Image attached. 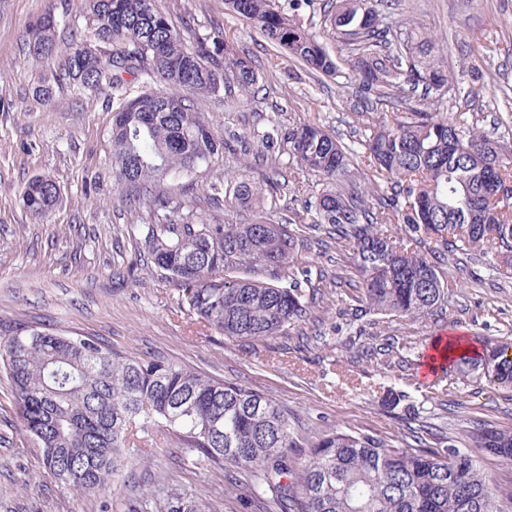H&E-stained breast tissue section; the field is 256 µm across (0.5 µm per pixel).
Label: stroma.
Returning <instances> with one entry per match:
<instances>
[{
  "instance_id": "1",
  "label": "stroma",
  "mask_w": 512,
  "mask_h": 512,
  "mask_svg": "<svg viewBox=\"0 0 512 512\" xmlns=\"http://www.w3.org/2000/svg\"><path fill=\"white\" fill-rule=\"evenodd\" d=\"M376 4L397 28L412 24L443 42L441 60L452 79L444 110L451 120L512 139V0ZM154 5L186 33L223 29L229 48L261 75L265 95L257 103L236 109L218 99L199 103L201 119L216 134L265 129L271 115L285 131L317 125L346 146L358 185L372 186L362 143L383 112L363 111L354 73L310 74L224 0ZM49 12L57 37L77 33L96 41L80 0H0V336L46 325L95 337L128 357L167 359L267 395L305 438L338 428L396 448L418 443L433 451L454 442L488 476L497 512H512V464L480 448L475 436L481 425L512 431V390L446 367L430 379L420 373L436 337L460 331L492 343L512 338V277L492 271L491 255L448 253L440 263L448 301L433 315L362 317L360 278L345 262L350 246L313 224V205L326 183L284 160L272 205L278 215L299 216L303 238L294 259L319 291L306 320L286 334L251 340L210 332L182 306L176 281L139 255L137 227L146 214L127 206L125 187L112 177L109 131L117 103L111 93L56 81L52 64L30 55L32 27ZM46 79L55 89L50 104L36 94ZM248 160L230 148L199 168L192 190L183 192L184 220L249 219V211L225 209L214 199L216 187L237 181ZM38 175L61 189L58 205L41 220L19 203L25 184ZM391 337L396 349L379 354ZM365 346L375 347V355L362 356ZM167 448L125 471L116 490L86 496L60 488L23 434L11 383L0 372V512H127L144 495L156 510L170 494L204 501L211 512H278L269 501L250 499L253 470L197 461L173 440Z\"/></svg>"
}]
</instances>
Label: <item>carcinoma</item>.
Masks as SVG:
<instances>
[{
    "label": "carcinoma",
    "mask_w": 512,
    "mask_h": 512,
    "mask_svg": "<svg viewBox=\"0 0 512 512\" xmlns=\"http://www.w3.org/2000/svg\"><path fill=\"white\" fill-rule=\"evenodd\" d=\"M309 0H225L258 25L288 58L328 77L354 71L365 109H393L405 94L423 98L405 115L383 117L365 141L376 186L356 187L342 144L324 130L302 125L281 134L278 121L252 134L265 153L264 183L242 178L224 189V205L259 214L250 224H191L174 219L181 198L158 188L169 175L191 174L223 153L228 141L199 116L192 98H212L236 84L257 101L258 73L228 50L224 32L186 38L154 0H84L95 36L111 49L91 65V48L73 38L59 49L52 15L29 44L37 58L61 56L63 75L89 90L121 91L125 76L147 75L157 87L120 99L109 139L115 182L133 188L128 200L148 214L139 245L157 268L177 281L182 305L208 330L227 338L274 337L307 313L305 272L294 270L298 231L291 218L274 221L266 191L281 144L297 165L324 177L316 224L349 240L362 277L365 311L411 319L448 299V280L432 257L459 248H487L500 275L512 274V141L479 127L454 129L437 111L451 89L440 67V46L392 33L371 0H331L326 22L347 56H333L298 19ZM46 176L28 181L24 210L35 218L59 203ZM399 216L404 234L393 231ZM435 243L430 255L414 248ZM512 341L488 345L479 356L453 355L449 367L483 375L512 389ZM0 367L8 375L23 430L41 451L46 472L61 487L88 495L106 491L125 468L165 454L145 448V436L164 427L203 462L260 470L256 497L279 512H494L493 493L480 465L450 443L426 452L390 448L371 434L328 430L308 442L301 461L288 450L301 444L288 417L262 393L217 381L163 359L122 356L104 342L53 328L0 338ZM481 446L512 463V432L480 428ZM164 512H208L193 498L168 499Z\"/></svg>",
    "instance_id": "obj_1"
}]
</instances>
